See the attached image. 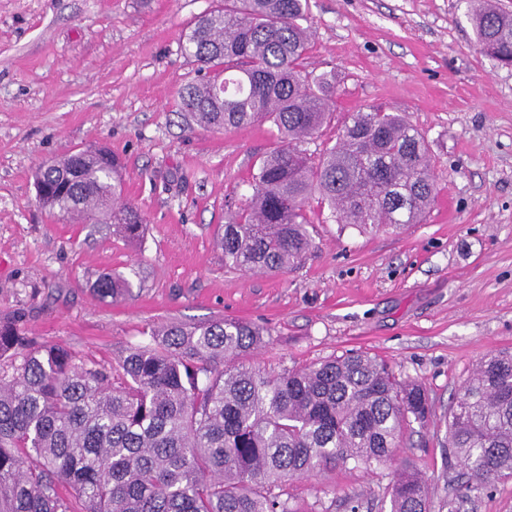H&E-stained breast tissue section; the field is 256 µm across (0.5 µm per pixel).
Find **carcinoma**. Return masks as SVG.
<instances>
[{"label":"carcinoma","instance_id":"cac0c4a2","mask_svg":"<svg viewBox=\"0 0 512 512\" xmlns=\"http://www.w3.org/2000/svg\"><path fill=\"white\" fill-rule=\"evenodd\" d=\"M469 2L483 52L512 65V14ZM308 9L309 0H214L186 34L200 78L180 91V111L219 130L270 122L280 142L217 233L229 269L300 264L315 195L329 219L364 228L420 224L435 197L425 140L400 112L351 113L311 161L303 145L333 118L336 77L303 66ZM35 183L42 207L63 218L110 214L128 239L146 223L135 206H116L121 164L105 146L40 166ZM128 288L111 275L95 285L115 299ZM19 321L0 318V512H293L291 480L350 460L390 463L404 428L432 411L422 384L363 352L249 367L268 332L237 320L171 322L107 364L61 344L35 348ZM448 448L464 487L448 512L512 480V355L484 359L465 381ZM379 501L387 512H429L430 491L401 467Z\"/></svg>","mask_w":512,"mask_h":512}]
</instances>
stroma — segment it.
<instances>
[{
	"label": "stroma",
	"mask_w": 512,
	"mask_h": 512,
	"mask_svg": "<svg viewBox=\"0 0 512 512\" xmlns=\"http://www.w3.org/2000/svg\"><path fill=\"white\" fill-rule=\"evenodd\" d=\"M213 0H0V315L38 345L109 363L170 321L217 318L268 330L247 364L301 368L353 350L427 389L433 415L405 429L395 465L421 471L448 512V416L490 353H512V67L486 56L467 0H309L306 70L336 72L335 143L349 112L405 113L424 136L436 195L423 221L366 230L306 214L312 248L276 274L225 268L215 233L243 203L270 124L201 127L179 112L196 80L182 42ZM123 166L138 238L62 219L35 201L44 162L95 146ZM127 279L121 299L93 292ZM395 465L329 466L292 481L293 512H379Z\"/></svg>",
	"instance_id": "1"
}]
</instances>
